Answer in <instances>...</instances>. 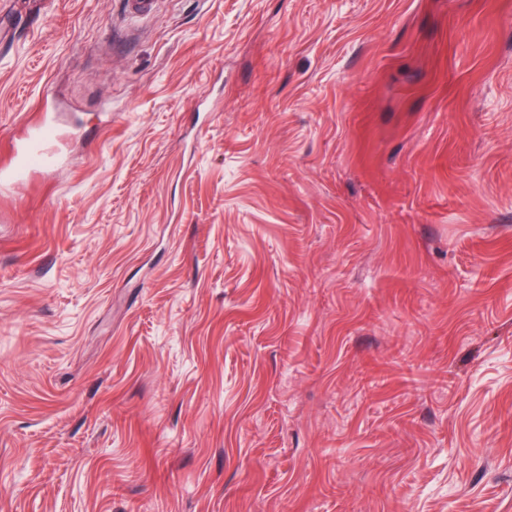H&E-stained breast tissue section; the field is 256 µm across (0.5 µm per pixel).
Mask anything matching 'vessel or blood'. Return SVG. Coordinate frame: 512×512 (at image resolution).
I'll list each match as a JSON object with an SVG mask.
<instances>
[{
  "instance_id": "vessel-or-blood-1",
  "label": "vessel or blood",
  "mask_w": 512,
  "mask_h": 512,
  "mask_svg": "<svg viewBox=\"0 0 512 512\" xmlns=\"http://www.w3.org/2000/svg\"><path fill=\"white\" fill-rule=\"evenodd\" d=\"M57 136L54 113L44 111L40 122L30 127L15 148L13 163L0 168V185L5 187L22 179L35 166L44 170L59 168L63 159L53 147Z\"/></svg>"
}]
</instances>
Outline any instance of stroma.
<instances>
[{
    "label": "stroma",
    "instance_id": "1",
    "mask_svg": "<svg viewBox=\"0 0 512 512\" xmlns=\"http://www.w3.org/2000/svg\"><path fill=\"white\" fill-rule=\"evenodd\" d=\"M0 512H512V0H12ZM55 114L46 109L39 123L30 127L14 149V162L0 168V185L8 186L25 177L34 164L42 170L59 168L63 159L53 144L58 136Z\"/></svg>",
    "mask_w": 512,
    "mask_h": 512
}]
</instances>
